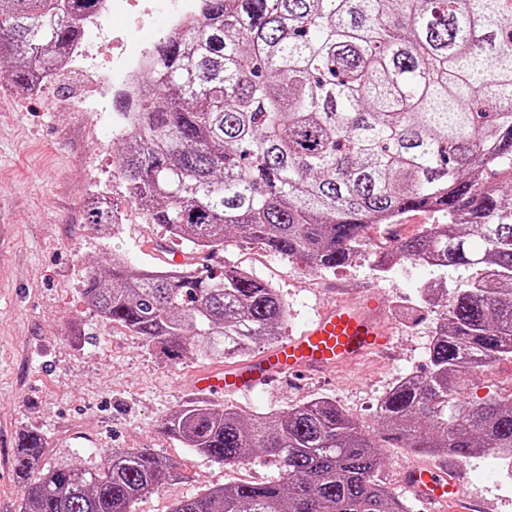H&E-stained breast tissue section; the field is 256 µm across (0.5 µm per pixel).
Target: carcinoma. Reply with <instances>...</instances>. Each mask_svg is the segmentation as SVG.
<instances>
[{
	"mask_svg": "<svg viewBox=\"0 0 512 512\" xmlns=\"http://www.w3.org/2000/svg\"><path fill=\"white\" fill-rule=\"evenodd\" d=\"M102 0H0V68L21 92L81 36ZM201 20L156 42L158 94L138 101L113 157L129 200L168 241L214 252L235 235L333 272L367 232L412 211L448 219L398 241L400 260L476 270L444 302L428 371L380 400L382 433L335 401L243 416L186 404L164 431L229 464L263 454L272 482L226 484L172 512H407L376 479L381 449L512 461V395L473 402L472 375L512 362V0H203ZM89 222L112 225L100 205ZM83 296L104 320L160 347L247 358L280 342L288 307L248 271L129 267L112 255ZM43 435L19 442L20 512H131L173 464L150 448L92 469L43 471Z\"/></svg>",
	"mask_w": 512,
	"mask_h": 512,
	"instance_id": "1",
	"label": "carcinoma"
}]
</instances>
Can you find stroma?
<instances>
[{"label":"stroma","instance_id":"1","mask_svg":"<svg viewBox=\"0 0 512 512\" xmlns=\"http://www.w3.org/2000/svg\"><path fill=\"white\" fill-rule=\"evenodd\" d=\"M91 83L84 64L28 95L0 77V512H19L22 490L14 455L31 430L44 436L43 461L93 467L115 448H149L169 459L165 489L139 498L132 512H170L186 497L223 484L277 479L265 458L244 466L196 455L162 424L190 402L193 375L212 360H168L141 337L104 322L82 296L85 280L112 253L130 267H166L163 232L132 204L112 167L119 148L112 115L86 112ZM108 198L124 221L102 233L87 224L89 197ZM376 253L365 248L333 272L304 270L263 246L227 239L195 255L214 267H239L278 288L288 305L283 336L296 334L317 309L370 291L386 303L392 334L388 355L321 374L278 379L250 399L230 398L241 413L281 411L315 398L335 400L367 432L380 427L379 401L401 375L423 373L437 313L418 291L436 282L455 292L470 272L406 262L376 275ZM512 392V363L475 375L470 399ZM463 497L444 512H512V470L480 455L464 461Z\"/></svg>","mask_w":512,"mask_h":512}]
</instances>
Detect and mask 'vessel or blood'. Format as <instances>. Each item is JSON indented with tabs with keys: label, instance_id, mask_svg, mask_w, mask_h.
Listing matches in <instances>:
<instances>
[{
	"label": "vessel or blood",
	"instance_id": "b4317fda",
	"mask_svg": "<svg viewBox=\"0 0 512 512\" xmlns=\"http://www.w3.org/2000/svg\"><path fill=\"white\" fill-rule=\"evenodd\" d=\"M389 341L390 328L376 298L339 300L321 310L299 334L261 354L221 369L200 371L192 390L200 398L225 393L247 396L281 377L359 363L370 354L386 351ZM402 482L427 505L451 502L461 489V475L452 462L410 467L403 472Z\"/></svg>",
	"mask_w": 512,
	"mask_h": 512
}]
</instances>
